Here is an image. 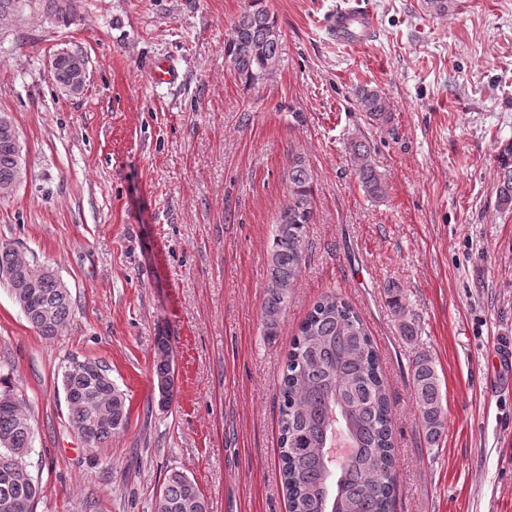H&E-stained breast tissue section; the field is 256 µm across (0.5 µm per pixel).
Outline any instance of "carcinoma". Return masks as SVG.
<instances>
[{
    "mask_svg": "<svg viewBox=\"0 0 512 512\" xmlns=\"http://www.w3.org/2000/svg\"><path fill=\"white\" fill-rule=\"evenodd\" d=\"M44 14L67 23L77 0H37ZM280 33L264 0H249L234 18L224 41L225 65L245 85L265 80L279 63ZM56 83L65 88L86 71L83 55L65 51L55 62ZM360 111L377 122L391 120L390 103L375 88L355 91ZM355 175L363 191L379 199L386 194L384 176L373 164L370 146L350 143ZM496 203L512 209V142L497 148ZM19 160L10 128L0 124V187L15 182ZM288 196L274 227L267 261L266 299L262 309L265 336L280 335L281 320L304 261L309 224L314 221L315 190L310 169L296 156L288 169ZM32 277L35 287L21 288ZM0 281L7 285L27 321L44 338L61 335L72 318L71 293L53 269L26 260L11 244L0 243ZM392 307L403 336L417 330L401 298ZM153 377L169 405L175 386L173 349L166 336L157 339ZM62 385L70 420L88 448H100L125 428L130 409L125 394L106 366L74 358ZM415 416L429 447L440 445L447 426L439 378L432 358L412 361ZM279 462L288 512H392L397 491L396 452L389 394L374 340L359 311L343 295L319 298L299 325L279 385ZM351 444L346 457L328 454L336 431ZM34 429L20 396L0 378V512H33L41 493L25 463ZM153 512H208L196 484L184 473L166 477Z\"/></svg>",
    "mask_w": 512,
    "mask_h": 512,
    "instance_id": "cac0c4a2",
    "label": "carcinoma"
}]
</instances>
